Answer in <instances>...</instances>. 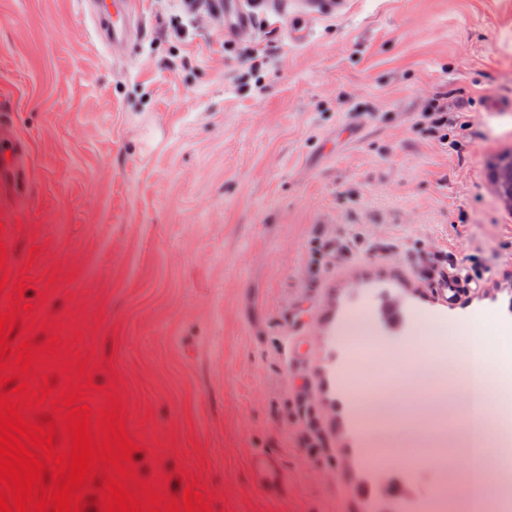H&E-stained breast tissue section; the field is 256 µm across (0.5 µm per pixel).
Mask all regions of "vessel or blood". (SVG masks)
Returning <instances> with one entry per match:
<instances>
[{
  "mask_svg": "<svg viewBox=\"0 0 512 512\" xmlns=\"http://www.w3.org/2000/svg\"><path fill=\"white\" fill-rule=\"evenodd\" d=\"M90 14L99 38L112 49H125L132 38L128 0H89ZM346 0H301L289 15L288 34L294 42H307L315 18L340 14ZM254 26V16L245 0H224V32L229 36H246ZM32 144L22 136L9 112L0 113V200L23 203L28 190L32 165ZM434 288L443 294L458 295L470 289L471 281L462 274L438 273ZM247 464L254 487L270 499L284 497L288 479L279 457L257 452Z\"/></svg>",
  "mask_w": 512,
  "mask_h": 512,
  "instance_id": "obj_1",
  "label": "vessel or blood"
}]
</instances>
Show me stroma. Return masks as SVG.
<instances>
[{
    "instance_id": "1",
    "label": "stroma",
    "mask_w": 512,
    "mask_h": 512,
    "mask_svg": "<svg viewBox=\"0 0 512 512\" xmlns=\"http://www.w3.org/2000/svg\"><path fill=\"white\" fill-rule=\"evenodd\" d=\"M144 32L113 56L78 0H0V95L33 146L28 194L0 205L10 283L114 380L138 468L206 485L214 512H369L355 394L389 359L343 329L403 302L389 345L482 314L512 325V0H348L309 40L254 7L247 41L132 0ZM461 112L433 130L432 100ZM367 257L319 265L317 238ZM482 278L452 304L432 251ZM277 455L269 500L247 457Z\"/></svg>"
}]
</instances>
